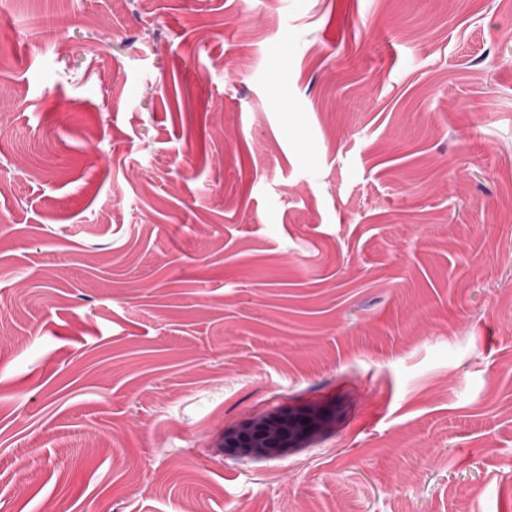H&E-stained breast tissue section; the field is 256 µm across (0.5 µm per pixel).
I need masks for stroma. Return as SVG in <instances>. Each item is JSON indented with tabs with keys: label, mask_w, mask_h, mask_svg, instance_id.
Wrapping results in <instances>:
<instances>
[{
	"label": "stroma",
	"mask_w": 512,
	"mask_h": 512,
	"mask_svg": "<svg viewBox=\"0 0 512 512\" xmlns=\"http://www.w3.org/2000/svg\"><path fill=\"white\" fill-rule=\"evenodd\" d=\"M61 503L512 512V0H0V512ZM308 419L307 423L304 420ZM336 424V409L322 405H291L224 430V455L276 459L302 448Z\"/></svg>",
	"instance_id": "obj_1"
}]
</instances>
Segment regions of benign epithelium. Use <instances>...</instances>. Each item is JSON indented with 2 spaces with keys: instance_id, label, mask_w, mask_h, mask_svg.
Masks as SVG:
<instances>
[{
  "instance_id": "benign-epithelium-1",
  "label": "benign epithelium",
  "mask_w": 512,
  "mask_h": 512,
  "mask_svg": "<svg viewBox=\"0 0 512 512\" xmlns=\"http://www.w3.org/2000/svg\"><path fill=\"white\" fill-rule=\"evenodd\" d=\"M336 424V409L322 405H291L224 430V455L276 459L295 453Z\"/></svg>"
}]
</instances>
